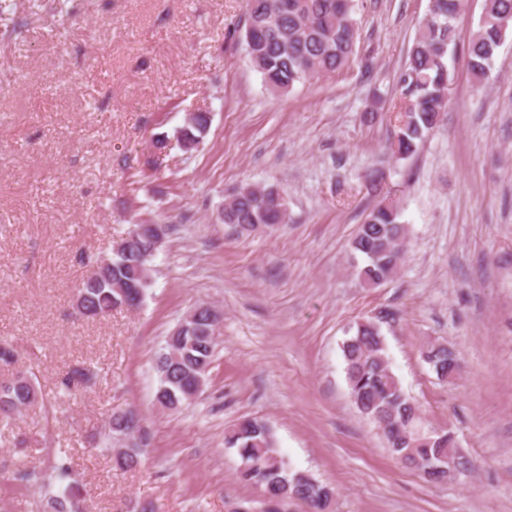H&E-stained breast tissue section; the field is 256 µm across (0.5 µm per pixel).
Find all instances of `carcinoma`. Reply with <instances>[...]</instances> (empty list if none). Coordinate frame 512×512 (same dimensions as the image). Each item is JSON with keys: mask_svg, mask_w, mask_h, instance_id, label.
I'll return each instance as SVG.
<instances>
[{"mask_svg": "<svg viewBox=\"0 0 512 512\" xmlns=\"http://www.w3.org/2000/svg\"><path fill=\"white\" fill-rule=\"evenodd\" d=\"M460 0H430L421 20L405 67L399 76L403 106L397 116L392 148L405 157L414 154L425 135L442 121L448 104L445 92L451 80L448 52L455 45L453 21ZM355 0H246V20L242 39L250 64L272 91L285 93L297 84L334 74L348 67L358 56L359 29L354 17ZM512 33V0H484L483 12L467 47V62L476 84H483L491 71L498 43ZM206 118L198 114L185 123L178 137L179 147L192 151L206 130ZM275 186L247 183L233 194V203L224 208L226 224H284L288 220L285 198L274 203ZM406 239L405 225L398 207L378 201L367 213L351 241L353 251L364 258L359 275L375 287L397 271ZM153 243L140 238L130 243L128 253L109 258V264L84 278L77 289L86 318L110 314L112 298H120L117 287L145 298L150 272L133 276L135 265L149 261ZM394 320L389 311L350 327L341 345L345 374L353 405L361 415L381 429L392 455L403 465L417 470L425 480L440 482L448 470L467 471L470 462L458 455L455 438L445 433L429 442L422 413L409 400L393 374L383 334V326ZM218 341L185 336L176 355L157 356L160 385L157 403L176 409L190 402L189 375L194 366L211 365ZM421 352L437 377L446 380L455 372L457 359L447 345L430 341ZM30 371L0 385V423L9 424L26 408L42 400ZM89 375L72 367L61 379L62 388L73 393L84 388ZM140 419L131 410L114 412L109 419L110 437L127 438L139 428ZM224 445L235 449L244 466L238 467V481L260 488L269 498L284 492L315 505V512H330L331 490L309 475L288 468L276 447L269 428L255 418H245L225 431ZM77 493L68 485L61 495L50 498L53 512H76Z\"/></svg>", "mask_w": 512, "mask_h": 512, "instance_id": "carcinoma-1", "label": "carcinoma"}]
</instances>
